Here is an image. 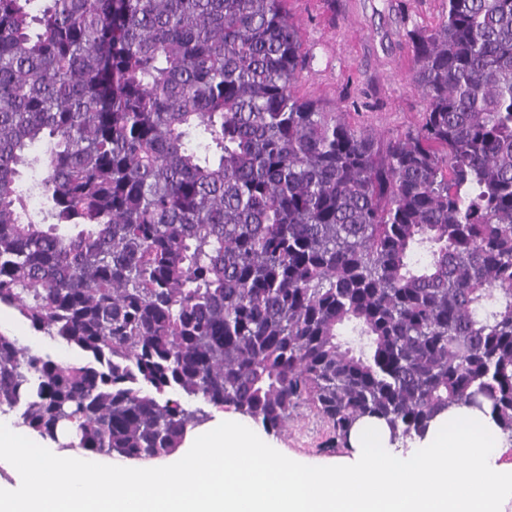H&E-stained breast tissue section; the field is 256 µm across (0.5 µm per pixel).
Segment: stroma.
Here are the masks:
<instances>
[{"label":"stroma","mask_w":512,"mask_h":512,"mask_svg":"<svg viewBox=\"0 0 512 512\" xmlns=\"http://www.w3.org/2000/svg\"><path fill=\"white\" fill-rule=\"evenodd\" d=\"M445 0H288L299 24L308 65L300 96L343 102L350 119L384 136L415 124L426 103L412 82L414 29L436 22ZM333 430L300 409L274 441L282 454L321 463L347 456L332 445Z\"/></svg>","instance_id":"obj_1"}]
</instances>
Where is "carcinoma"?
<instances>
[{"label": "carcinoma", "instance_id": "obj_1", "mask_svg": "<svg viewBox=\"0 0 512 512\" xmlns=\"http://www.w3.org/2000/svg\"><path fill=\"white\" fill-rule=\"evenodd\" d=\"M34 2L0 0V306L90 361L0 333V414L128 459L206 419L171 391L344 447L487 406L512 442V0L413 31L427 106L385 140L297 95L288 0Z\"/></svg>", "mask_w": 512, "mask_h": 512}]
</instances>
